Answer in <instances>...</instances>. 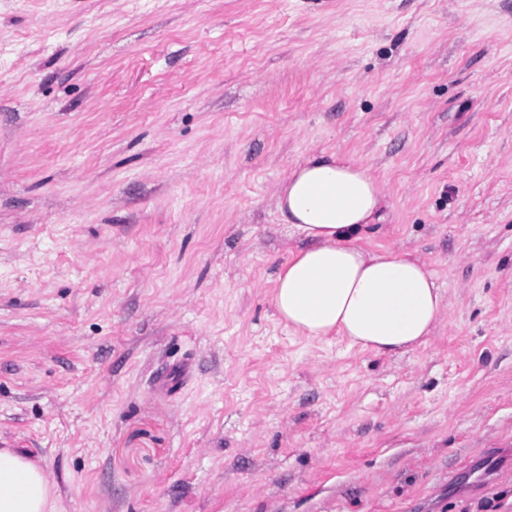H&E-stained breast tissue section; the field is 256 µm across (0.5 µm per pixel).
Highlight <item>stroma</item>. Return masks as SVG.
<instances>
[{
    "label": "stroma",
    "instance_id": "stroma-1",
    "mask_svg": "<svg viewBox=\"0 0 512 512\" xmlns=\"http://www.w3.org/2000/svg\"><path fill=\"white\" fill-rule=\"evenodd\" d=\"M321 152L406 354L278 318ZM0 443L64 512H512V0H0Z\"/></svg>",
    "mask_w": 512,
    "mask_h": 512
}]
</instances>
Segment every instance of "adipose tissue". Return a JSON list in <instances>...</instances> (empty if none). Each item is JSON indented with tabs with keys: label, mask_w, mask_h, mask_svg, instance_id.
Instances as JSON below:
<instances>
[{
	"label": "adipose tissue",
	"mask_w": 512,
	"mask_h": 512,
	"mask_svg": "<svg viewBox=\"0 0 512 512\" xmlns=\"http://www.w3.org/2000/svg\"><path fill=\"white\" fill-rule=\"evenodd\" d=\"M382 202L369 168L336 155L314 154L291 170L277 209L305 244L279 272L273 303L295 333L335 331L375 353L404 354L443 319L444 295L424 264L355 244ZM0 512H58L54 485L25 452L0 448Z\"/></svg>",
	"instance_id": "adipose-tissue-1"
}]
</instances>
